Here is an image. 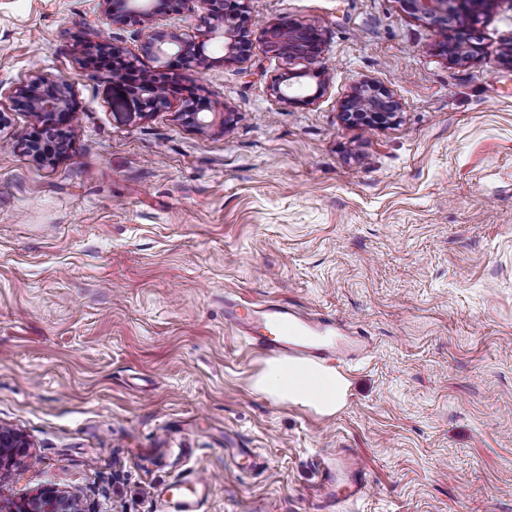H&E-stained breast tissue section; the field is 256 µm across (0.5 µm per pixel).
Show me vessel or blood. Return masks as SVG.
Listing matches in <instances>:
<instances>
[{"mask_svg": "<svg viewBox=\"0 0 512 512\" xmlns=\"http://www.w3.org/2000/svg\"><path fill=\"white\" fill-rule=\"evenodd\" d=\"M224 320L239 335L250 340L264 355L301 362L324 369L341 368L364 357L367 336L351 330L334 318L314 316L286 302L261 303L225 300ZM320 496L327 508L361 497L368 484L365 467L345 450L322 461ZM211 482L192 473L161 490L163 512H203Z\"/></svg>", "mask_w": 512, "mask_h": 512, "instance_id": "1", "label": "vessel or blood"}]
</instances>
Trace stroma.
Masks as SVG:
<instances>
[{"mask_svg": "<svg viewBox=\"0 0 512 512\" xmlns=\"http://www.w3.org/2000/svg\"><path fill=\"white\" fill-rule=\"evenodd\" d=\"M111 8L0 0V425L30 444L0 512L46 485L85 512H158L193 471L214 478L204 512H322L317 460L339 448L372 482L345 512H512V0L458 60L402 0H248L232 63L198 0H173L158 25L207 62L178 64L184 89L148 116L86 61L115 43L159 67ZM313 21L314 62L268 50L273 24ZM36 74L74 92L53 165L11 102ZM278 78L311 104L279 102ZM366 83L392 124L344 121ZM189 91L206 128L180 115ZM228 295L368 336L340 409L257 390L268 359L225 324Z\"/></svg>", "mask_w": 512, "mask_h": 512, "instance_id": "35a3bbf8", "label": "stroma"}]
</instances>
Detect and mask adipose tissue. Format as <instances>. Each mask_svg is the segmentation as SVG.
<instances>
[{"instance_id": "adipose-tissue-1", "label": "adipose tissue", "mask_w": 512, "mask_h": 512, "mask_svg": "<svg viewBox=\"0 0 512 512\" xmlns=\"http://www.w3.org/2000/svg\"><path fill=\"white\" fill-rule=\"evenodd\" d=\"M301 373L299 367L276 362L269 365L258 386L269 395L298 402L323 413L335 412L347 390L344 379L314 370L309 380L304 382L300 379Z\"/></svg>"}]
</instances>
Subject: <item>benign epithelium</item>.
I'll return each mask as SVG.
<instances>
[{"label": "benign epithelium", "mask_w": 512, "mask_h": 512, "mask_svg": "<svg viewBox=\"0 0 512 512\" xmlns=\"http://www.w3.org/2000/svg\"><path fill=\"white\" fill-rule=\"evenodd\" d=\"M121 8L111 9L112 23H137L147 30L146 47L156 59L175 58L188 60L198 66L204 65V58L194 41L174 30L153 26L157 15L167 8L169 0H117ZM414 13L440 25V32L448 34V21L455 17L464 0H402ZM206 10L208 30L218 32L224 38V61L240 62L249 47L246 0H224L216 6V0H200ZM318 26L275 24L267 30V43L271 52L290 58H307L318 51ZM143 91L150 95L144 101L145 111L140 116L159 112L170 107L169 96L159 94L146 83ZM11 99L13 104L32 113L44 127L67 133V126L74 110L73 93L70 84L63 79H47L36 76L27 84L16 88ZM398 105L383 90L363 85L342 105L343 119L353 125L368 129L391 123L397 114ZM181 115L185 120L201 128L204 119L200 117L197 104L183 101ZM29 447L27 440L17 431L0 426V467L8 464L15 456ZM14 512H84L79 498L55 486H46L25 498Z\"/></svg>", "instance_id": "obj_1"}]
</instances>
